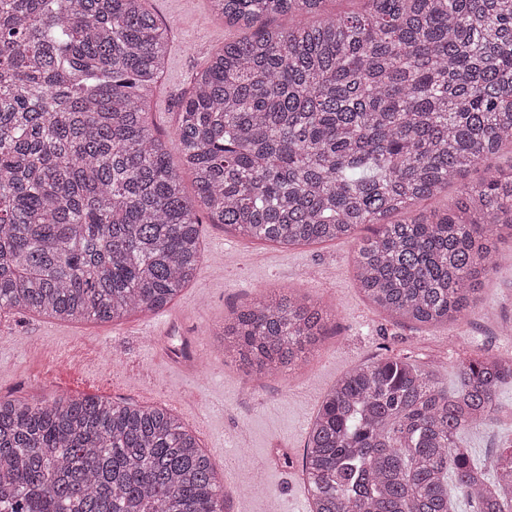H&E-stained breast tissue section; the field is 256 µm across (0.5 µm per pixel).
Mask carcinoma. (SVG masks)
I'll list each match as a JSON object with an SVG mask.
<instances>
[{
	"mask_svg": "<svg viewBox=\"0 0 512 512\" xmlns=\"http://www.w3.org/2000/svg\"><path fill=\"white\" fill-rule=\"evenodd\" d=\"M224 42L178 105L195 197L145 121L167 38L146 0H0V311L101 322L170 303L201 262L197 207L285 247L375 226L356 277L393 319L453 324L512 236V172L443 213L388 218L512 147V0H208ZM279 17L286 24H270ZM331 309L288 293L224 320L248 375L299 367ZM512 357L475 351L448 392L408 357L358 365L323 396L302 467L312 512H512V443L461 434L512 420ZM193 431L168 409L0 398V512H223ZM468 448L483 456L488 448L502 445L505 441H512V424L502 425L494 421L477 424L463 434Z\"/></svg>",
	"mask_w": 512,
	"mask_h": 512,
	"instance_id": "1",
	"label": "carcinoma"
}]
</instances>
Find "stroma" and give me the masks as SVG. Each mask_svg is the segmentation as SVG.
<instances>
[{
    "label": "stroma",
    "mask_w": 512,
    "mask_h": 512,
    "mask_svg": "<svg viewBox=\"0 0 512 512\" xmlns=\"http://www.w3.org/2000/svg\"><path fill=\"white\" fill-rule=\"evenodd\" d=\"M168 30L167 67L150 97L146 121L173 140L177 105L194 76L225 40L237 37L211 15L208 0H149ZM202 259L195 279L162 309L119 322L60 321L23 310L0 311V397L98 396L162 407L192 429L224 487L225 512L251 498L257 512H311L301 461L324 394L347 370L385 354L438 367L448 388L474 348L512 355V265L483 277L475 311L454 325L397 323L358 287L354 257L367 229L327 244L288 249L249 241L200 213ZM297 293L333 306L336 317L316 353L294 372L246 375L217 347L232 311L269 293ZM289 458L252 481L232 468Z\"/></svg>",
    "instance_id": "35a3bbf8"
}]
</instances>
